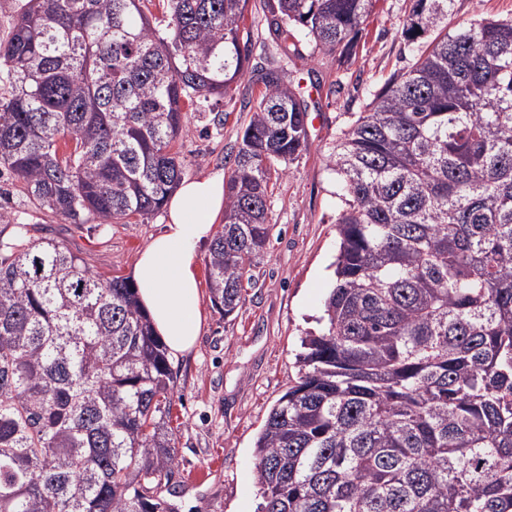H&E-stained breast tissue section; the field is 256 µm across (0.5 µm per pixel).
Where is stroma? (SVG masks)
<instances>
[{
    "instance_id": "stroma-1",
    "label": "stroma",
    "mask_w": 512,
    "mask_h": 512,
    "mask_svg": "<svg viewBox=\"0 0 512 512\" xmlns=\"http://www.w3.org/2000/svg\"><path fill=\"white\" fill-rule=\"evenodd\" d=\"M410 0H379L352 52L310 54L290 79L307 108V140L276 180L270 197L269 241L252 270L253 282L232 315L209 299L206 272H199L202 333L194 349L170 358L174 377L169 427L175 440L172 484L180 512H257L261 498L254 446L277 399L295 384V355L306 332L320 329L324 300L334 284L339 249L336 218L344 209L329 157L341 130L365 111L369 92L407 67L412 46L401 34ZM512 0H455L452 28L481 18H511ZM246 74L219 104L223 126L207 113L190 112L175 149L183 176L193 179L224 170L248 120L244 107L262 87L266 69L281 56L268 26L253 29ZM0 211L33 224L42 237L64 242L103 277L130 276L140 252L159 234L164 212L129 223L71 224L33 213L0 176Z\"/></svg>"
}]
</instances>
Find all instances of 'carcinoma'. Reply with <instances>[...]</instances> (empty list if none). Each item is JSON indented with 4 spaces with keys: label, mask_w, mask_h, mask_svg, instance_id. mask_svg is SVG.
Returning a JSON list of instances; mask_svg holds the SVG:
<instances>
[{
    "label": "carcinoma",
    "mask_w": 512,
    "mask_h": 512,
    "mask_svg": "<svg viewBox=\"0 0 512 512\" xmlns=\"http://www.w3.org/2000/svg\"><path fill=\"white\" fill-rule=\"evenodd\" d=\"M25 0L0 41V172L39 212L127 223L180 183L183 112L245 74L265 21L283 56L334 51L379 0ZM413 0L414 63L341 131L324 329L255 442L259 512H512V19L448 28ZM262 76L227 156L206 265L224 315L269 237L306 109ZM0 223L12 224L0 212ZM14 225V224H12ZM174 380L135 288L26 224L0 230V512H176Z\"/></svg>",
    "instance_id": "1"
}]
</instances>
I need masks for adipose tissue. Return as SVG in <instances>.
<instances>
[{
	"label": "adipose tissue",
	"instance_id": "ef3b65f1",
	"mask_svg": "<svg viewBox=\"0 0 512 512\" xmlns=\"http://www.w3.org/2000/svg\"><path fill=\"white\" fill-rule=\"evenodd\" d=\"M224 211V175L182 181L167 202V222L131 271L138 300L172 355L189 351L202 329L199 250Z\"/></svg>",
	"mask_w": 512,
	"mask_h": 512
}]
</instances>
